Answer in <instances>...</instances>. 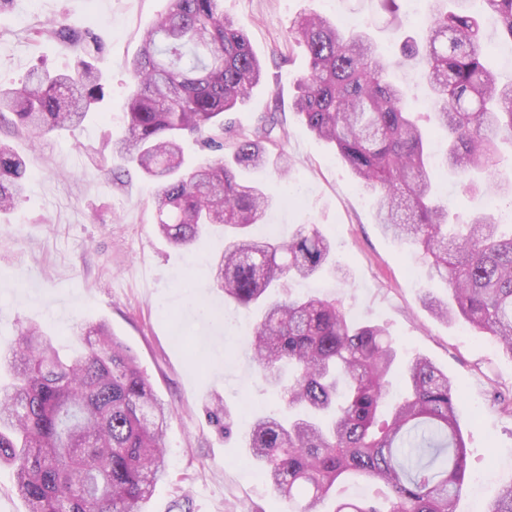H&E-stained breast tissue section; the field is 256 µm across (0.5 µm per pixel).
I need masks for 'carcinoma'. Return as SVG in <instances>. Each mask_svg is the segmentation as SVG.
<instances>
[{"label": "carcinoma", "instance_id": "cac0c4a2", "mask_svg": "<svg viewBox=\"0 0 512 512\" xmlns=\"http://www.w3.org/2000/svg\"><path fill=\"white\" fill-rule=\"evenodd\" d=\"M429 3L425 38L386 55L364 30L343 29L308 12L286 32L304 47L292 109L332 145L356 182L375 199L377 224L418 253L446 297L427 296L442 319L459 316L492 336L512 357V223L494 208L448 223L450 204L437 194V164L409 89L390 79L412 63L433 94L434 123L447 136L442 165L469 191L512 192L499 142L512 144V81L486 59L485 33L471 0ZM512 42V0H479ZM30 35L51 37L76 55L62 73L31 71L19 87H0V125L40 139L74 131L105 95L91 62L103 45L60 18ZM259 58L220 0H168L129 64L125 136L114 153L153 187L158 232L188 249L213 227L224 229L217 285L224 298L261 311L252 358L288 417L256 418L248 448L279 498L295 512H455L466 490V443L456 415L459 393L448 375L416 356L403 370L407 394L383 410L397 352L385 329L351 322L341 305L295 296L290 281L316 276L330 263V238L303 225L287 240L257 239L272 198L239 171L275 156L290 166L275 114L224 141V113L246 104L260 83ZM193 137L224 156L185 163ZM27 165L0 138V211L23 198ZM85 349L60 354L39 325L21 328L0 355V465L14 469L27 512H144L167 473L164 430L171 410L155 394L135 357L99 323ZM363 477L371 494L344 497L338 481ZM488 512H512V484Z\"/></svg>", "mask_w": 512, "mask_h": 512}]
</instances>
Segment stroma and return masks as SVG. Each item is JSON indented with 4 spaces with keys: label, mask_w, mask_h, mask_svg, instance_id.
Returning a JSON list of instances; mask_svg holds the SVG:
<instances>
[{
    "label": "stroma",
    "mask_w": 512,
    "mask_h": 512,
    "mask_svg": "<svg viewBox=\"0 0 512 512\" xmlns=\"http://www.w3.org/2000/svg\"><path fill=\"white\" fill-rule=\"evenodd\" d=\"M166 5L13 0L0 16L1 86L21 83L36 68H71L74 56L59 42L29 37L35 23L59 16L97 35L108 72L103 103L79 129L36 145L21 134L10 138L27 160L28 180L18 207L0 215V344L32 322L68 352L80 329L109 325L172 408L164 436L168 476L146 512H291L248 458L250 421L278 402L251 359L255 312L225 301L216 286L223 231L211 230L188 250L170 246L154 229L151 184L135 172L114 176L111 144L125 133L128 63ZM221 7L246 30L265 69L248 103L225 113V125L246 130L274 111L287 131L288 179L271 167L249 174L273 198L264 225L285 239L299 225L314 224L333 243L336 271L296 284V292L334 299L353 321L384 327L398 364L422 355L448 374L462 395L458 415L468 455L467 490L456 512L490 506L500 487L512 483V414L493 402L495 394L512 395V358L463 319L433 315L425 296L445 295L444 286L409 275L418 260L381 229L370 194L291 108L306 62L303 47L283 37L292 21L311 10L364 19L376 39L398 45L423 37L414 0H396L404 21L397 31L379 0H222ZM264 225L253 227L254 236ZM219 402L229 415L226 430L208 417Z\"/></svg>",
    "instance_id": "35a3bbf8"
}]
</instances>
